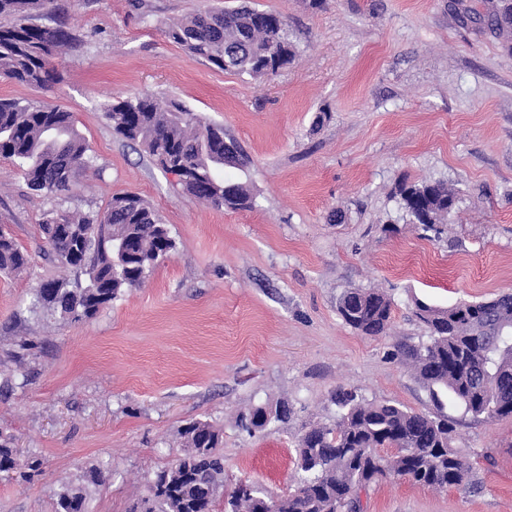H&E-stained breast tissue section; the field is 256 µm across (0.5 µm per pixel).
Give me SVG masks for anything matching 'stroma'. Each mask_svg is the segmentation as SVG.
Listing matches in <instances>:
<instances>
[{
  "label": "stroma",
  "instance_id": "1",
  "mask_svg": "<svg viewBox=\"0 0 512 512\" xmlns=\"http://www.w3.org/2000/svg\"><path fill=\"white\" fill-rule=\"evenodd\" d=\"M240 0H51L36 24L75 40L44 86L0 81V98L72 112L92 156L64 205L104 210L139 194L176 242L145 285L74 323L30 298L46 279L73 281L39 228L51 204L0 158V224L31 258L0 274V434L22 482L0 474V512H54L55 494L86 486L88 512H129L179 453L190 420L223 431L224 487L249 479L295 487L299 434L333 423L331 396L455 421L452 444L471 485L434 490L386 479L363 512H512V418L465 414L432 399L397 343L427 331L416 303L448 308L512 291V52L463 19L482 0H250L281 14L295 45L277 76L224 72L168 40L165 28L206 5ZM142 93L174 99L223 125L249 164L229 169L254 209H216L184 193L102 108ZM440 181L456 205L440 236L411 223L401 181ZM350 288L392 303L387 335L365 336L337 312ZM287 402L286 425L251 435V406ZM109 465L101 483L91 468Z\"/></svg>",
  "mask_w": 512,
  "mask_h": 512
}]
</instances>
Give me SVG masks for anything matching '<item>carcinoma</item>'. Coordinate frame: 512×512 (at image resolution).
I'll return each instance as SVG.
<instances>
[{
    "label": "carcinoma",
    "mask_w": 512,
    "mask_h": 512,
    "mask_svg": "<svg viewBox=\"0 0 512 512\" xmlns=\"http://www.w3.org/2000/svg\"><path fill=\"white\" fill-rule=\"evenodd\" d=\"M51 0H0V78L43 86L49 63L72 41L62 27L34 23L35 13ZM464 17L488 27L512 49V0H487L485 11ZM165 36L216 68L253 78L276 75L295 51L284 18L249 5L224 10L210 7L167 27ZM104 116L113 131L137 143L161 168L175 160L192 176L179 181L195 198L216 208L248 210L254 199L247 187L224 179V126L185 105L161 102L151 94L107 104ZM0 157L13 161L27 187L53 202L40 229L55 260L86 281L64 289L43 281L32 307L74 322L91 319L129 288L142 286L176 244L166 225L140 196L112 197L102 212L78 214L62 206L74 173L91 164L89 146L73 115L56 106L22 105L0 100ZM401 208L416 224L440 232L455 194L440 181L408 183L399 188ZM126 243L120 257L116 241ZM30 266L27 253L0 229V273L20 274ZM338 312L351 328L366 336L386 333L391 301L377 289L352 288L343 293ZM415 316L426 326L429 341L400 345L398 354L411 364L432 397L450 394L466 412L488 420L512 418V294L482 302L437 308L416 303ZM338 408L331 426H312L297 440L298 488L280 498L279 512H320L319 504L343 500L342 512H362L361 493L383 478H402L430 488L471 483L472 467L452 446L453 422L442 414L418 413L391 401L367 402L352 390L334 394ZM269 405L241 414L249 431L270 423H287L289 410L265 420ZM183 453L156 472L150 482V512H213L224 495L222 435L210 422L193 420L180 432ZM386 448L395 449L389 455ZM16 471L13 449L0 442V473ZM262 489L242 495L235 489L228 512H263ZM55 512H86L80 488L57 493Z\"/></svg>",
    "instance_id": "obj_1"
}]
</instances>
